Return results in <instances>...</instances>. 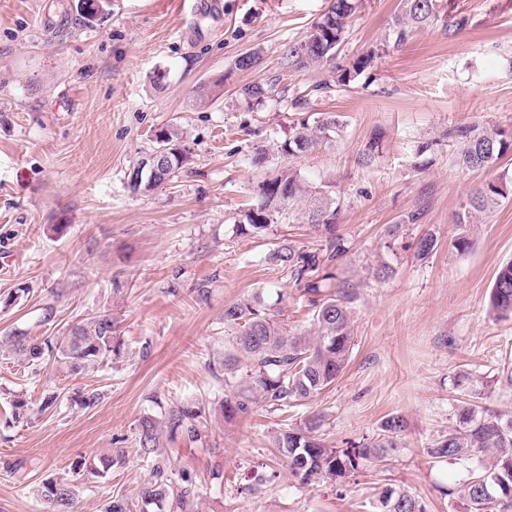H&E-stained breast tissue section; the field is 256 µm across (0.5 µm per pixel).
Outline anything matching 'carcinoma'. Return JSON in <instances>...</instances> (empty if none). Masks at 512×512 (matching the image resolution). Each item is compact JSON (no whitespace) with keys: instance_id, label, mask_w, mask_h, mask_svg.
I'll use <instances>...</instances> for the list:
<instances>
[{"instance_id":"obj_1","label":"carcinoma","mask_w":512,"mask_h":512,"mask_svg":"<svg viewBox=\"0 0 512 512\" xmlns=\"http://www.w3.org/2000/svg\"><path fill=\"white\" fill-rule=\"evenodd\" d=\"M359 0H330L328 10L310 26L304 38L288 44L279 57V68L288 73L328 69L333 79L312 86L320 97L337 88L350 86L376 58L390 47L406 45L415 33L434 24L452 36L468 23L460 13L445 17L439 0H399L398 11L384 43L347 62H337L346 38L347 27L358 10ZM267 84L254 82L240 89L248 105L268 98ZM344 127L343 116L336 112H311L293 124L288 135L275 143L278 153L296 158L320 144H331ZM448 138L458 146L457 162L466 169H491L512 152V132L500 127L466 125L448 129ZM154 149L168 148L167 167L171 178L153 186L141 187L131 194L151 192L178 181L190 162L189 151L182 148L176 129L162 128L154 134ZM381 138L373 135L358 153V162L370 166L381 156ZM505 198L503 184L488 181L476 189L457 214L461 233L450 246L465 253L471 245L468 224L475 212L488 213ZM308 201L307 223L325 233L319 248L305 251L290 243L273 249L269 260L287 270L300 299L312 309L314 335L292 334L274 319L263 299L255 296L224 308V322L235 327L233 354L224 370V417L249 414L263 403L280 411L307 404L329 388L344 372L354 346L351 309L355 296L341 286L336 263L348 250L346 240L336 233L340 210L336 198L302 179L296 170L283 168L259 184L255 203L244 213L240 232L258 236L276 223L289 207ZM437 248V239L428 233L418 240L416 257L425 259ZM489 305L499 317L512 316V262L501 266L491 289ZM117 343L112 336V316L103 314L73 326L66 336H28L14 334L0 344V354L29 366L51 362L59 370L77 376L112 360ZM198 413L185 407H173L167 424L191 441L201 439L196 424ZM321 416L315 414L293 428L282 430L274 438L275 448L288 464V471L302 485L325 484L341 488L364 463L383 462L397 448L396 437L404 431L402 418L393 416L383 425L378 439L346 448L329 446L321 438ZM159 422L145 416L139 421L138 442L143 454L151 456L158 447ZM436 463L467 459L477 470L444 493L464 502L467 512H512V416H506L463 401L457 408L456 425L427 449ZM124 464L122 455L88 459L78 468L104 477L113 467ZM176 495L177 508H190L195 487L190 475H181L179 491L170 484L154 482L142 491L141 512ZM48 512H73L75 484L67 478L46 482L41 492ZM376 512H424L415 496L402 489L385 488L376 504Z\"/></svg>"}]
</instances>
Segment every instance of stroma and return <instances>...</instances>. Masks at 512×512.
Segmentation results:
<instances>
[{"label": "stroma", "instance_id": "35a3bbf8", "mask_svg": "<svg viewBox=\"0 0 512 512\" xmlns=\"http://www.w3.org/2000/svg\"><path fill=\"white\" fill-rule=\"evenodd\" d=\"M193 2L110 0L89 21L78 0H0V337L63 336L107 313L120 345L111 362L76 377L0 357V512H45L42 486L57 477L73 480L75 512H103L114 493L138 512L157 460L171 481L192 475V512H375L388 487L410 492L425 512H465L437 487L466 476L471 461L437 464L427 450L455 423L465 394L458 373L470 376L478 403L512 416V317L487 308L497 269L512 261V187L471 224L466 253L450 243L470 194L512 172V154L497 169L468 171L443 138L463 124L512 129V0H442L468 26L453 37L423 29L350 88L318 98L317 109L343 115L344 128L333 146L292 159L275 148L300 116L287 101L317 76L282 72L278 59L330 0H221L218 18L192 14ZM397 8L398 0H362L342 58L384 38ZM254 50L258 68H234ZM218 78L220 98L196 102V88ZM257 81L271 85V99L247 105L239 91ZM169 126L191 152L188 173L131 195L128 172ZM376 133L381 157L358 165ZM433 137L442 144L427 163L416 146ZM257 146L264 163L244 165ZM284 166L341 202L348 252L339 268L356 296L355 346L343 375L308 405L228 421L218 408L234 334L225 307L259 293L290 332L312 330L310 307L267 258L288 240L319 248L304 203L262 236L236 231L259 183ZM413 212L419 221L404 224ZM428 232L437 249L417 259ZM384 263L391 272L382 277ZM20 283L28 296L7 304ZM89 390L100 395L91 409L77 400ZM54 391L59 401L42 410ZM17 399L27 418L6 426ZM180 405L202 409L201 442L163 427L147 459L140 419L163 421ZM313 414L338 448L375 440L392 416L406 428L387 461L360 467L344 487L303 485L274 460L272 440ZM117 453L126 461L106 477L74 471Z\"/></svg>", "mask_w": 512, "mask_h": 512}]
</instances>
